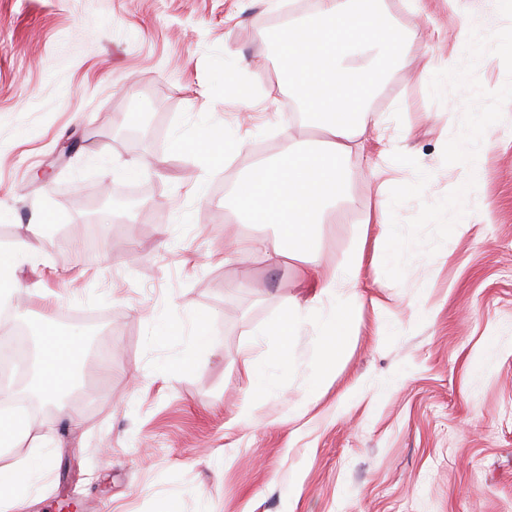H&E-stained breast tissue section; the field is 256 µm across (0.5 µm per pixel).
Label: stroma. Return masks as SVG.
<instances>
[{
	"mask_svg": "<svg viewBox=\"0 0 512 512\" xmlns=\"http://www.w3.org/2000/svg\"><path fill=\"white\" fill-rule=\"evenodd\" d=\"M375 5L411 31L413 67L369 101L379 125L348 160L353 203L318 227L326 269L417 171L430 176L422 202L466 181L442 161L465 96L433 102L422 68L456 66L464 33L507 24L497 0ZM280 12L278 0H0V244L33 250L16 269L31 293L0 307V341L44 320L83 334L75 387L95 406L72 426L31 383L16 388L32 435L56 442L17 512L66 498L79 512H512V103L440 249L415 253L399 284L364 263L346 352L314 402L302 400L327 301L293 333L274 389H246L245 360L279 351L269 329L284 300L315 293L295 265L240 253L259 232L231 210L258 163L320 136L295 119L259 36ZM238 62L260 79L250 108L224 96ZM226 129L243 146L211 164L202 149ZM107 210L130 252L83 255L80 229Z\"/></svg>",
	"mask_w": 512,
	"mask_h": 512,
	"instance_id": "obj_1",
	"label": "stroma"
}]
</instances>
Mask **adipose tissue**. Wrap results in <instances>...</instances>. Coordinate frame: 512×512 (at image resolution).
<instances>
[{
    "label": "adipose tissue",
    "mask_w": 512,
    "mask_h": 512,
    "mask_svg": "<svg viewBox=\"0 0 512 512\" xmlns=\"http://www.w3.org/2000/svg\"><path fill=\"white\" fill-rule=\"evenodd\" d=\"M369 0H319L308 17L290 20L268 31L265 38L279 56L282 83L304 119L320 129L318 144L289 143L272 161L255 167L237 186L232 208L245 224L274 231L273 240L255 241L269 265L298 262L302 280H316L319 296L334 301L320 335L313 372L315 386L335 374L352 328V304L363 264L355 249L344 267L326 269L317 249V226L326 212L352 201L344 177L348 158L362 151L373 122L368 102L387 74L405 66L402 46L407 39L384 12L369 9ZM37 389L56 401L74 383L86 344L79 336H63L40 325ZM10 390L0 389V446L32 439L29 455L10 469H0V512H11L15 484L26 470L41 465L49 435L31 436L30 426L12 411Z\"/></svg>",
    "instance_id": "ef3b65f1"
}]
</instances>
